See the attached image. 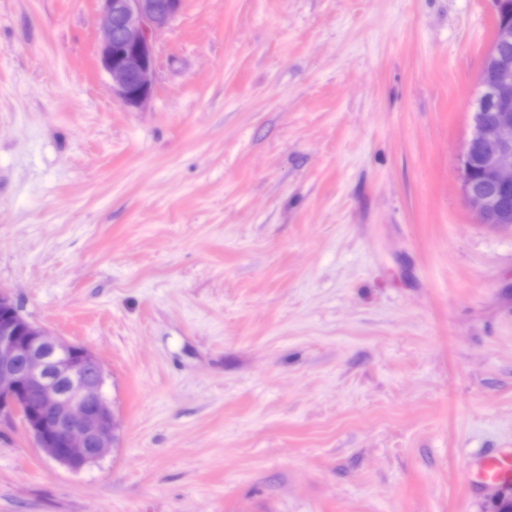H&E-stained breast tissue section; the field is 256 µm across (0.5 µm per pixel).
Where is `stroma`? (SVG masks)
<instances>
[{
    "mask_svg": "<svg viewBox=\"0 0 512 512\" xmlns=\"http://www.w3.org/2000/svg\"><path fill=\"white\" fill-rule=\"evenodd\" d=\"M493 0H184L143 110L96 0H0V287L101 360L79 472L0 512H495L512 228L458 178ZM481 472L484 478L490 483H497L502 480L508 481L512 478V467L506 466L497 458H486L481 461Z\"/></svg>",
    "mask_w": 512,
    "mask_h": 512,
    "instance_id": "obj_1",
    "label": "stroma"
}]
</instances>
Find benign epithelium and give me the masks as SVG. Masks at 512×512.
<instances>
[{
    "label": "benign epithelium",
    "instance_id": "benign-epithelium-1",
    "mask_svg": "<svg viewBox=\"0 0 512 512\" xmlns=\"http://www.w3.org/2000/svg\"><path fill=\"white\" fill-rule=\"evenodd\" d=\"M103 36L101 67L112 92L131 110L151 99L158 59L155 34L181 12L183 0H97ZM497 50L486 59L493 112L472 117L459 163L466 205L484 224L509 226L502 193L512 189V25L495 23ZM480 155L482 186L469 167ZM99 358L85 348L28 321L12 295L0 290V418L18 420L49 459L78 472L107 456L116 420L103 392Z\"/></svg>",
    "mask_w": 512,
    "mask_h": 512
}]
</instances>
